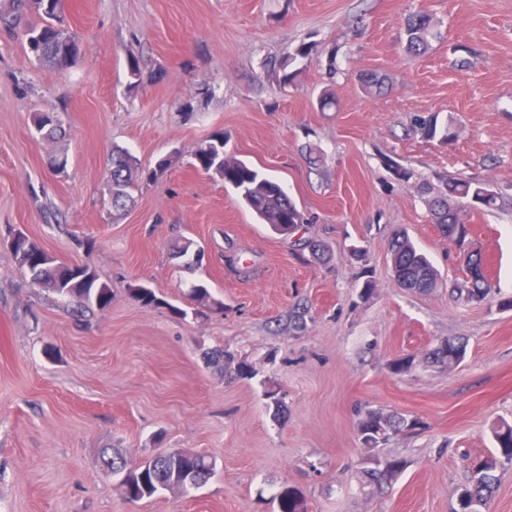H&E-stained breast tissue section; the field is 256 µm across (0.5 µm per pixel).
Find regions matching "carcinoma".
<instances>
[{"instance_id":"1","label":"carcinoma","mask_w":512,"mask_h":512,"mask_svg":"<svg viewBox=\"0 0 512 512\" xmlns=\"http://www.w3.org/2000/svg\"><path fill=\"white\" fill-rule=\"evenodd\" d=\"M59 0H16V11L11 15L0 14V26L13 32L19 25L23 10L33 4L44 16L40 25L23 29L30 52L58 70L66 69L80 51L78 37L56 22ZM437 22L433 15L414 12L406 18V50L413 56H421L429 49V40L435 36ZM34 127L41 139L54 144L66 135L61 119L47 108L34 115ZM412 131L425 141L448 139L451 127L438 123V116L429 114L414 119ZM193 166L207 174L224 180L236 190L245 204L278 234L295 232L304 223L302 212L289 198L283 186L275 179L237 159L224 158V134L218 133L205 146L193 154ZM146 170L128 151H112L106 191L112 214H121L134 204V192L139 187ZM425 199L433 221L441 234L454 242L462 258L466 259L468 276L454 284L452 293L465 303L484 301L491 292L487 265L480 251L472 250V229L456 204L466 205L471 199L484 211L498 206L499 193L484 181L453 179L436 191L426 184L417 186ZM8 247L20 269L29 275L31 282L39 283L61 298L76 300L85 308L104 310L112 303V288L98 275L84 266L67 265L48 259V253L23 232L14 234ZM393 276L398 285L408 291L428 292L438 284L439 273L428 257L405 235L391 239L388 249ZM466 342L448 337L427 351L423 360L432 365L452 369L466 356ZM207 364L216 369L237 365V374L248 375L247 367L236 362L234 353L214 349L205 353ZM357 433L369 448H380L398 436H414L423 430L417 418L404 415H385L375 409H364L358 414ZM499 456L487 457L471 464L467 483L457 491L453 512H480V507L490 498L496 484L494 471L497 467L512 464V425L503 423L494 431ZM101 461L119 476V490L130 501L151 499L164 491L188 493L203 487L215 473L216 461L192 451L176 450L169 457L146 459L139 464L129 462L118 452L104 450ZM404 468V461L383 456L376 465L364 470L370 485L383 488L392 484Z\"/></svg>"}]
</instances>
